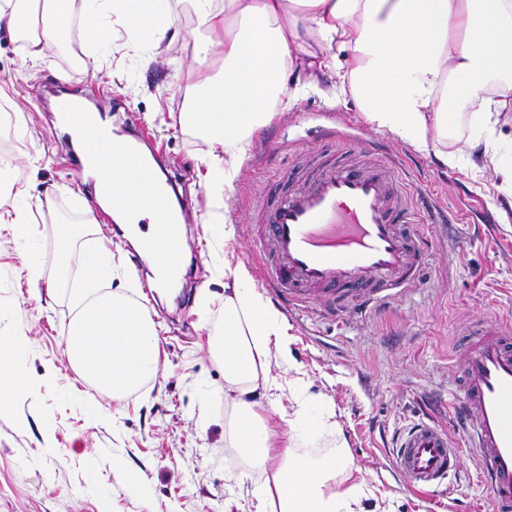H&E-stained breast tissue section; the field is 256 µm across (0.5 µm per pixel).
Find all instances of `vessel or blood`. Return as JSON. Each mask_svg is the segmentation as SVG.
<instances>
[{
    "label": "vessel or blood",
    "instance_id": "vessel-or-blood-1",
    "mask_svg": "<svg viewBox=\"0 0 512 512\" xmlns=\"http://www.w3.org/2000/svg\"><path fill=\"white\" fill-rule=\"evenodd\" d=\"M58 112L97 147L77 159L98 173L99 188L114 206L132 209L135 199L154 210L160 228L148 244L157 253L159 277L179 272L176 252L186 213L167 207L168 187L151 179L134 145L113 144L99 113L78 97L61 99ZM310 178L289 184L253 220L264 227L258 256L261 282L291 308L311 305L327 314L345 301L366 312L420 285L428 262L417 226L424 216L407 190L398 163L388 156L359 164L336 146L356 133L325 128ZM457 417L472 438L481 477L492 492V512H512V325L487 321L464 347ZM412 489L446 493L459 466L458 452L438 423L421 421L400 437L394 453Z\"/></svg>",
    "mask_w": 512,
    "mask_h": 512
}]
</instances>
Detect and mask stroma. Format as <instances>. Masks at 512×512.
<instances>
[{"instance_id":"obj_1","label":"stroma","mask_w":512,"mask_h":512,"mask_svg":"<svg viewBox=\"0 0 512 512\" xmlns=\"http://www.w3.org/2000/svg\"><path fill=\"white\" fill-rule=\"evenodd\" d=\"M165 6L176 28L156 50L150 37L131 40L125 23H112L106 45L89 43L80 24L62 32L74 46L48 45L33 62L26 42L0 29V95L20 120L0 130L17 157L14 186L0 189V201L22 202L30 212L25 239L0 231V336L22 334L19 353L32 385L0 405V512H252L261 474L228 446L234 402L224 395V364L213 350L224 324V263L253 267V208L301 148L319 147L321 128L345 123L362 140L382 142L411 193L447 211L448 221L423 229L428 279L388 308L334 319L314 308L286 313L294 367L272 366L283 389L276 403L257 401L285 414L307 396L304 411L318 427L296 438L297 453L315 458L346 441L353 476L371 488L380 512H487L490 489L465 433L452 425V392L462 330L490 315L512 319V195L500 190L491 165L451 170L368 126L353 101L337 98L335 72L323 69L316 88L254 135L232 189L214 200L200 156L224 148L180 121L196 94L194 19L184 0ZM52 87L74 88L93 106L122 100L123 113L104 115L113 133L146 130L162 152L161 172L190 197L186 263L173 297L96 203L94 179L71 161ZM72 202L88 224L77 247L101 245L112 255L101 294L133 300L159 333L157 377L119 398L80 376L67 350L79 306L58 295L54 263L57 217ZM217 209L223 235L207 223ZM424 414L447 425L461 455L451 492L440 497L409 489L392 454L397 431Z\"/></svg>"}]
</instances>
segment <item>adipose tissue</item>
<instances>
[{"mask_svg":"<svg viewBox=\"0 0 512 512\" xmlns=\"http://www.w3.org/2000/svg\"><path fill=\"white\" fill-rule=\"evenodd\" d=\"M62 0H0V26L23 32L29 56L55 43L67 14ZM91 41L97 18L149 20L153 46L169 26L159 0H83ZM203 39L194 43V97L183 119L220 141L206 154L208 191L223 196L248 155L254 133L287 108L285 78L307 52V68L338 72V95L366 122L445 167L468 164L466 129L495 138L512 125V0H191ZM339 55H332V48ZM20 337H0V404L27 392L17 357ZM224 382L235 394L232 446L266 475L254 512H372L373 493L352 482L345 447L309 460L294 450L307 427L302 410L282 435L269 434L257 391L278 384L271 361L292 365L284 316L241 266L224 265V329L217 346Z\"/></svg>","mask_w":512,"mask_h":512,"instance_id":"1","label":"adipose tissue"}]
</instances>
